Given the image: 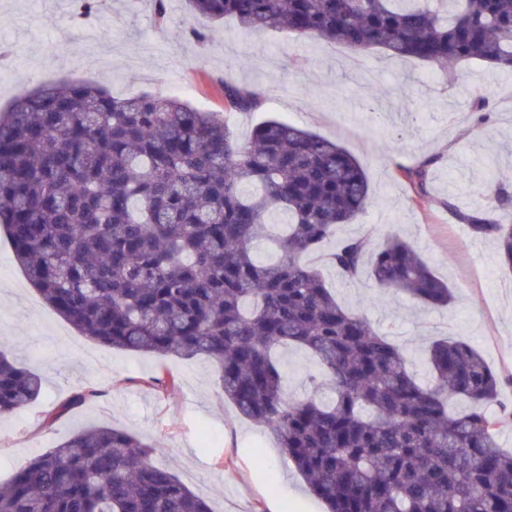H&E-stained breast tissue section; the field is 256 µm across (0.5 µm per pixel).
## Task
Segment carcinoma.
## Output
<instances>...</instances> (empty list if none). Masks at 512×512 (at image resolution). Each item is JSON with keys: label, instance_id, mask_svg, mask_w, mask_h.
<instances>
[{"label": "carcinoma", "instance_id": "obj_1", "mask_svg": "<svg viewBox=\"0 0 512 512\" xmlns=\"http://www.w3.org/2000/svg\"><path fill=\"white\" fill-rule=\"evenodd\" d=\"M192 13L251 29L379 49L440 75L462 61L512 73V0H186ZM224 113L177 99L117 98L92 80L23 89L0 111V227L44 303L112 349L207 357L224 399L277 435L327 512H512V452L499 444L512 413L502 378L476 348L448 338L427 347L422 385L406 351L341 306L309 258L370 200L342 145L268 119L246 140L229 118L261 98L224 82ZM419 204L428 163L396 166ZM487 206L458 214L496 240L512 267V192L487 186ZM274 244L273 255L256 246ZM345 281L439 307L453 299L403 239L348 238L327 253ZM317 361L311 394L288 395L273 350ZM150 384L167 393L177 377ZM328 390L330 399L322 396ZM42 378L0 352V417L35 401ZM80 391L47 413L82 406ZM469 407L448 412V400ZM164 449L114 427L83 428L0 483V512H212L152 457Z\"/></svg>", "mask_w": 512, "mask_h": 512}]
</instances>
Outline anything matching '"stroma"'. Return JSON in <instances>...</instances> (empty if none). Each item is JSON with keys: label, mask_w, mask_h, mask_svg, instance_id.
<instances>
[{"label": "stroma", "mask_w": 512, "mask_h": 512, "mask_svg": "<svg viewBox=\"0 0 512 512\" xmlns=\"http://www.w3.org/2000/svg\"><path fill=\"white\" fill-rule=\"evenodd\" d=\"M73 0H0V108L25 87L82 81L78 59L94 55L95 80L114 96L143 93L176 97L207 112H223V82L245 86L263 100L260 111L231 119L244 138L269 118L336 139L363 167L370 204L337 240L369 235L401 237L430 269L447 280L454 298L434 308L377 288L368 279L342 281L331 267L324 279L337 300L364 314L409 352L411 368L426 379L425 348L451 338L476 347L502 376H512V269L490 238L474 237L457 211L485 203L490 176L512 178V75L477 62L454 66L442 77L426 64L379 50L355 51L323 40L296 39L278 30H251L228 19L206 48L189 27H208L184 0H169V21L157 31L151 0H102L87 42L72 21ZM488 95L490 120L468 117L475 92ZM429 161L427 196L412 201L394 176L396 164ZM0 347L43 379L38 400L0 419V482L30 458L55 447L75 429L104 425L163 448L161 463L213 512H324L266 427L241 417L225 402L215 363L208 358L161 360L120 351L82 336L50 310L16 264L0 229ZM166 369L179 378L170 394L147 381ZM96 388L101 397L46 427V411L70 395Z\"/></svg>", "instance_id": "stroma-1"}]
</instances>
